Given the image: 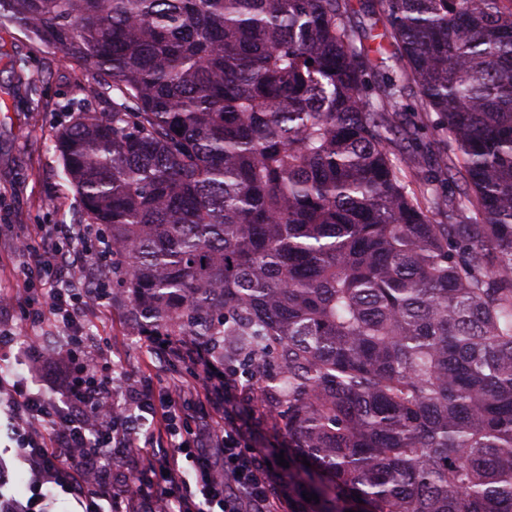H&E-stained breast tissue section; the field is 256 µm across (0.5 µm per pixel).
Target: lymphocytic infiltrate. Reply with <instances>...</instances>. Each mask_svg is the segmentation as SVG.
I'll return each mask as SVG.
<instances>
[{"instance_id": "lymphocytic-infiltrate-1", "label": "lymphocytic infiltrate", "mask_w": 512, "mask_h": 512, "mask_svg": "<svg viewBox=\"0 0 512 512\" xmlns=\"http://www.w3.org/2000/svg\"><path fill=\"white\" fill-rule=\"evenodd\" d=\"M89 224H64L32 250L29 238L13 247L21 264L39 259L49 289L31 320L53 317L69 334L56 356L66 372L63 405L53 406L41 394L0 377V393L17 421L23 456L40 477L60 483L82 512H103L102 503L120 496L124 512H153L155 486L172 494L167 512H282L284 497L261 453L245 445L233 411L224 407V391L236 379L232 368L214 363L209 345L179 336L151 332L147 341L164 363H185L186 374L168 381L172 397L156 409L150 382L131 386L127 375L104 370L100 356L84 345L78 308L87 297L108 307L104 290L112 280V262L88 244ZM161 415L158 435L167 446L140 445L138 413ZM220 449L224 461L210 451ZM135 473L120 492L101 476L102 455Z\"/></svg>"}]
</instances>
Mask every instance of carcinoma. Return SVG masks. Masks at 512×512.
<instances>
[{
	"mask_svg": "<svg viewBox=\"0 0 512 512\" xmlns=\"http://www.w3.org/2000/svg\"><path fill=\"white\" fill-rule=\"evenodd\" d=\"M380 4V32L352 0H0V22L112 89L54 147L133 309L278 361L288 512H512V0ZM428 126L444 195L390 150Z\"/></svg>",
	"mask_w": 512,
	"mask_h": 512,
	"instance_id": "cac0c4a2",
	"label": "carcinoma"
}]
</instances>
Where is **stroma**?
Masks as SVG:
<instances>
[{"label": "stroma", "instance_id": "stroma-1", "mask_svg": "<svg viewBox=\"0 0 512 512\" xmlns=\"http://www.w3.org/2000/svg\"><path fill=\"white\" fill-rule=\"evenodd\" d=\"M88 81L85 68L59 49L28 39L12 25H0V294L14 298L12 304L0 307V326L17 336L10 349L0 351V373L23 379L30 391L41 393L52 404L62 401L54 372L44 370L35 379L30 368L34 357H49L65 343L66 330L50 318L39 323L28 319L29 296L22 290L25 274L12 241L19 235L39 237L56 224L81 221L80 200L62 180V161L54 141L74 110L100 111L99 101L86 92ZM79 320L88 349L135 378L158 384L187 371L183 364L156 361L126 295L115 294L105 313L95 304H86ZM277 370L273 359L261 366L240 365L238 387L230 400L248 443L270 456L278 455L285 440L276 433L274 418L247 404L245 395L249 386ZM0 468L9 474L8 479L0 478V497L24 505L39 488L44 497L37 501L35 512H79L72 496L58 485L39 484L22 457L15 421L3 406Z\"/></svg>", "mask_w": 512, "mask_h": 512}]
</instances>
